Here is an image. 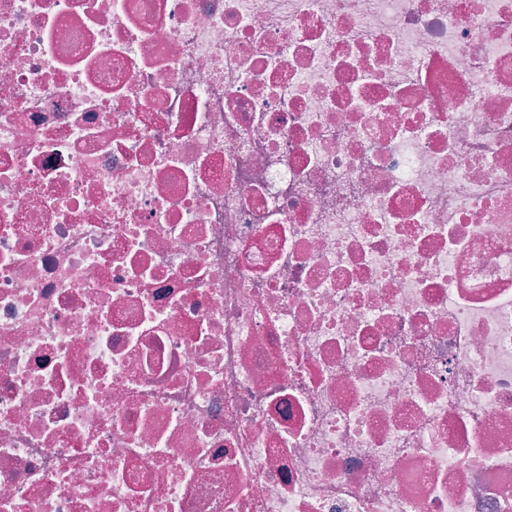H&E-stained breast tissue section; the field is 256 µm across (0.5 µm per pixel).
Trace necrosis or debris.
<instances>
[{
	"instance_id": "obj_1",
	"label": "necrosis or debris",
	"mask_w": 512,
	"mask_h": 512,
	"mask_svg": "<svg viewBox=\"0 0 512 512\" xmlns=\"http://www.w3.org/2000/svg\"><path fill=\"white\" fill-rule=\"evenodd\" d=\"M0 512H512V0H0Z\"/></svg>"
}]
</instances>
